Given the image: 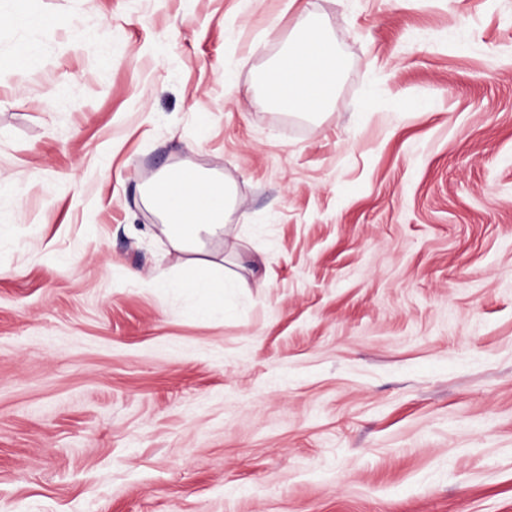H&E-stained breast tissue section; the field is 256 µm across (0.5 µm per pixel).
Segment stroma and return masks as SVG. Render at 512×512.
<instances>
[{
    "instance_id": "stroma-1",
    "label": "stroma",
    "mask_w": 512,
    "mask_h": 512,
    "mask_svg": "<svg viewBox=\"0 0 512 512\" xmlns=\"http://www.w3.org/2000/svg\"><path fill=\"white\" fill-rule=\"evenodd\" d=\"M17 6L55 26L0 29L40 49L0 73V512H512V0ZM302 9L320 117L253 96ZM183 164L241 200L220 319L149 285Z\"/></svg>"
}]
</instances>
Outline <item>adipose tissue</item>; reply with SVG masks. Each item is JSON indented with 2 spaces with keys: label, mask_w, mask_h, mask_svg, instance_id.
Masks as SVG:
<instances>
[{
  "label": "adipose tissue",
  "mask_w": 512,
  "mask_h": 512,
  "mask_svg": "<svg viewBox=\"0 0 512 512\" xmlns=\"http://www.w3.org/2000/svg\"><path fill=\"white\" fill-rule=\"evenodd\" d=\"M346 62L325 24L299 14L288 43L260 78L263 103L289 112L316 115L336 99V87ZM148 202L158 212L162 232L172 250L187 255V270L170 278L158 273L155 288H173L192 295L204 319L224 313L228 282L220 266L204 260L206 241L222 235L240 201L235 185L191 168L159 176Z\"/></svg>",
  "instance_id": "ef3b65f1"
}]
</instances>
